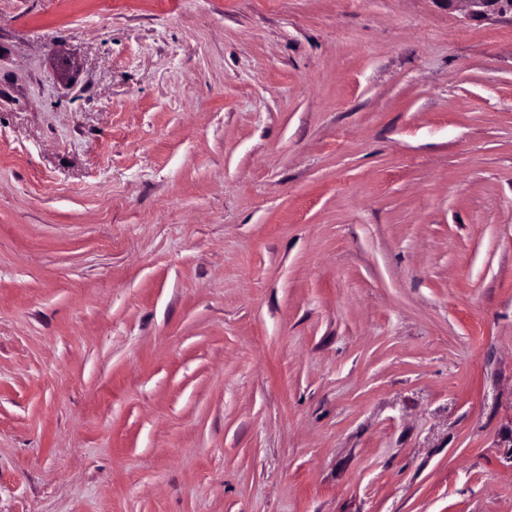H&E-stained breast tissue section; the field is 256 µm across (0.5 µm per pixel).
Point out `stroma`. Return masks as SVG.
Instances as JSON below:
<instances>
[{
  "label": "stroma",
  "mask_w": 512,
  "mask_h": 512,
  "mask_svg": "<svg viewBox=\"0 0 512 512\" xmlns=\"http://www.w3.org/2000/svg\"><path fill=\"white\" fill-rule=\"evenodd\" d=\"M0 512H512V18L0 0Z\"/></svg>",
  "instance_id": "35a3bbf8"
}]
</instances>
